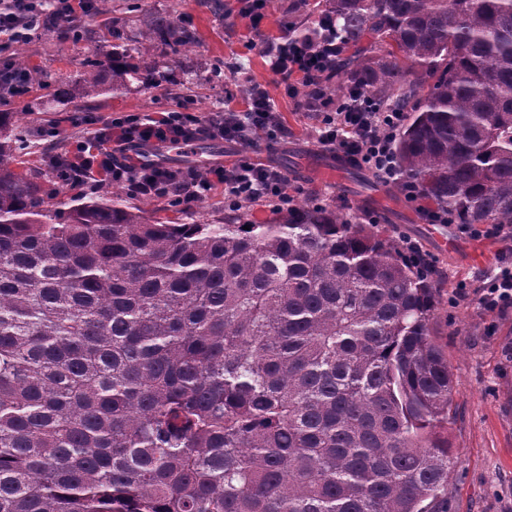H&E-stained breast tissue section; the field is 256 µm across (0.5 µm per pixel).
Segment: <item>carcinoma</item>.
<instances>
[{
    "label": "carcinoma",
    "mask_w": 512,
    "mask_h": 512,
    "mask_svg": "<svg viewBox=\"0 0 512 512\" xmlns=\"http://www.w3.org/2000/svg\"><path fill=\"white\" fill-rule=\"evenodd\" d=\"M321 6L338 88L407 112L405 177L455 224H512V0ZM99 68L87 97L160 81ZM25 139L1 112L0 512H434L454 379L395 240L314 207L161 224L117 189L60 217Z\"/></svg>",
    "instance_id": "obj_1"
}]
</instances>
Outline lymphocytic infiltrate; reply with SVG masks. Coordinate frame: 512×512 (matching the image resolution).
I'll return each mask as SVG.
<instances>
[{"instance_id": "f902f5d3", "label": "lymphocytic infiltrate", "mask_w": 512, "mask_h": 512, "mask_svg": "<svg viewBox=\"0 0 512 512\" xmlns=\"http://www.w3.org/2000/svg\"><path fill=\"white\" fill-rule=\"evenodd\" d=\"M94 6L95 0H0V93L21 98L31 89L28 73L17 68L8 53L11 44L30 40L33 32L45 28L71 35L93 13ZM262 46L271 71L279 76L286 92L295 95L306 90L304 108L315 116L314 142L319 148L368 168L384 183L399 185L429 223H447V213L425 205L420 188L402 174L394 142L405 113L380 111L358 89L334 99L327 82L336 55L334 21L320 17L314 34L286 35L276 43L263 41ZM66 121L80 130V137L62 150L48 152L47 159L60 182L69 187H81L104 176L131 194L151 199L173 197L182 202L209 198L220 189L225 205L233 209L244 205L289 207L298 194L281 170L247 155L204 171L188 168L175 181L163 165H137L126 159L127 153L136 149L187 148L204 139L243 144L262 137L286 140L288 127L275 112L266 89L258 84L250 88L241 111L200 112L180 102L155 115L79 111L67 115Z\"/></svg>"}]
</instances>
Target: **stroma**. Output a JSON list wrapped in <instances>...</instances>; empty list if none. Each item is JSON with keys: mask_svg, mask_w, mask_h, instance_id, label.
Returning <instances> with one entry per match:
<instances>
[{"mask_svg": "<svg viewBox=\"0 0 512 512\" xmlns=\"http://www.w3.org/2000/svg\"><path fill=\"white\" fill-rule=\"evenodd\" d=\"M289 2L270 0L264 36L279 37L288 20ZM161 15L186 22L197 35L194 49L180 56L152 45L149 58L159 62L163 85L134 84L84 101L80 76L89 61L105 62L117 54L138 63V47L149 22ZM261 37L238 17L235 0H141L140 10L134 13L126 12L125 0H98L79 36L40 34L19 44L28 67L40 80L26 97L0 100V112L15 113L23 126L52 122L87 108L155 112L172 105L170 87L189 78L198 86L196 109L212 112L228 100L241 104L252 84L264 85L291 132L286 144L270 149L261 139L251 146L202 140L179 152L171 147L158 149L156 163L166 165L182 158L203 170L231 162L237 154H250L279 167L299 188L296 206L320 205L351 214L383 236L420 245L434 268L431 279L437 310L431 330L455 381L454 418L448 426L458 459L449 485L451 512H512V309H485L477 295L489 271L512 263V241L502 236L476 238L457 224L428 223L398 186L382 184L367 169H360L356 181L346 171L337 177L326 174L322 163L327 154L313 142L300 99L286 96L279 86L261 52ZM219 62L235 63L237 70L225 74L223 85L215 86L210 73ZM129 201L147 217L167 224H220L235 215L220 192L176 208L165 200L134 195ZM445 238L453 241L452 249L442 247ZM461 284L466 287L462 293L457 290Z\"/></svg>", "mask_w": 512, "mask_h": 512, "instance_id": "stroma-1", "label": "stroma"}]
</instances>
